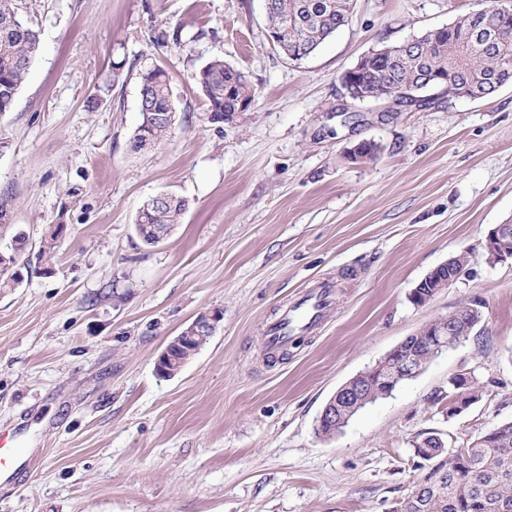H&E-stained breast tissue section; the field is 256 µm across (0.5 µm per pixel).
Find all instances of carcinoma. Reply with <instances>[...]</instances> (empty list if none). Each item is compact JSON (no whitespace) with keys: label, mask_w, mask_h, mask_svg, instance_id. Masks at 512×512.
Wrapping results in <instances>:
<instances>
[{"label":"carcinoma","mask_w":512,"mask_h":512,"mask_svg":"<svg viewBox=\"0 0 512 512\" xmlns=\"http://www.w3.org/2000/svg\"><path fill=\"white\" fill-rule=\"evenodd\" d=\"M353 0H271L265 9L266 32L284 33L290 41L315 51L348 24ZM39 51L37 32L25 21L15 0H0V113L10 112L29 67ZM512 71V8L489 4L470 10L451 23L427 29L410 38V44L388 45V50L367 59L357 73L358 81L381 90L398 91L420 86L424 77L441 80L438 89L457 97L464 85L481 99L495 91L505 71ZM197 85L208 104L209 122L214 116L234 121L236 101H255V89L245 75L221 58L210 60L196 75ZM140 94L150 107L140 110V122L129 139L130 149L140 152L165 143L174 123L160 122L157 112H173V90L166 71L160 67L139 73ZM186 200L174 197L158 207L141 210L136 224L167 234L181 223ZM60 235L47 232L37 259L53 256ZM476 313L450 312L453 343L469 337ZM415 453L425 460L436 459L428 474L431 487L418 500H400L393 512H512V422L483 432L482 440L467 448V457L444 453L433 436L416 442Z\"/></svg>","instance_id":"carcinoma-1"}]
</instances>
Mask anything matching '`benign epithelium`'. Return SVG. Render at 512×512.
Listing matches in <instances>:
<instances>
[{
	"label": "benign epithelium",
	"instance_id": "7a95c632",
	"mask_svg": "<svg viewBox=\"0 0 512 512\" xmlns=\"http://www.w3.org/2000/svg\"><path fill=\"white\" fill-rule=\"evenodd\" d=\"M345 90L351 99L363 102L387 101L395 105L404 96L401 91L395 93L389 91L384 94L371 90L365 85H347ZM485 248L489 258L493 261L512 260V221L496 225L487 235ZM459 275L460 271L456 270L451 262L443 263L418 282L411 291L410 297L416 305H426L442 289L456 281ZM221 318L222 314L219 311L198 314L185 329L173 337L161 350L155 361L156 375L163 379L173 376L174 372L167 367V364L170 363L171 350L175 347L189 345L193 347V352H198L213 335ZM418 335L433 337L432 353L434 354L448 348L447 333L443 322L438 319L426 323L419 330ZM413 347V337H406L396 346V349L404 350L402 358H395L392 351L387 353L369 373L356 376L341 385L330 399L326 410L333 414L338 409L352 412L364 402L362 394L365 392V388L370 387L379 395L387 396L394 390L398 381L417 376L425 368V365L419 357L413 355ZM467 382L468 378L463 375L455 376L449 380L454 393L448 400V416H456L469 406V401L463 394V387L467 385Z\"/></svg>",
	"mask_w": 512,
	"mask_h": 512
}]
</instances>
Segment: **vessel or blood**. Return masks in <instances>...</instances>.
<instances>
[{
	"label": "vessel or blood",
	"mask_w": 512,
	"mask_h": 512,
	"mask_svg": "<svg viewBox=\"0 0 512 512\" xmlns=\"http://www.w3.org/2000/svg\"><path fill=\"white\" fill-rule=\"evenodd\" d=\"M335 289L331 283H321L294 303L265 331L267 345L275 351L287 349L296 328L314 325L331 304Z\"/></svg>",
	"instance_id": "b4317fda"
}]
</instances>
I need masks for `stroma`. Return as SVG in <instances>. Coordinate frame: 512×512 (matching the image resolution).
Returning a JSON list of instances; mask_svg holds the SVG:
<instances>
[{"label":"stroma","mask_w":512,"mask_h":512,"mask_svg":"<svg viewBox=\"0 0 512 512\" xmlns=\"http://www.w3.org/2000/svg\"><path fill=\"white\" fill-rule=\"evenodd\" d=\"M18 5L40 52L0 113V251L28 239L21 282L0 289V512H391L423 473L417 440L458 446L512 421V261L485 249L512 218V85L481 100L431 90L400 112L340 85L372 48L474 0H357L299 63L270 47L261 0ZM214 58L258 95L229 124L208 122L195 81ZM153 65L177 121L134 154L138 73ZM369 139L378 158L349 162ZM160 193L188 209L147 246L134 223ZM53 224L67 232L46 265L36 253ZM463 251L460 278L414 304L417 282ZM323 279L336 296L320 326L271 352L266 327ZM464 304L483 312L467 340L317 435L340 385ZM214 309L207 344L159 378L166 343ZM456 375L483 393L450 417Z\"/></svg>","instance_id":"35a3bbf8"}]
</instances>
